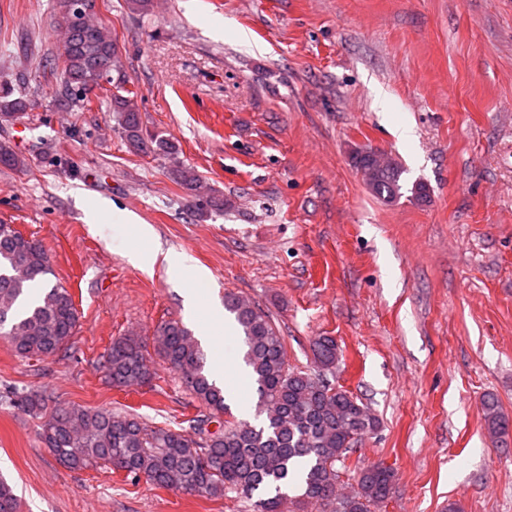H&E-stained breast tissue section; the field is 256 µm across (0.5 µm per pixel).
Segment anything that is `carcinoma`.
Masks as SVG:
<instances>
[{
  "label": "carcinoma",
  "instance_id": "obj_1",
  "mask_svg": "<svg viewBox=\"0 0 512 512\" xmlns=\"http://www.w3.org/2000/svg\"><path fill=\"white\" fill-rule=\"evenodd\" d=\"M63 75L64 94L80 110H89L88 93L112 86L109 117L128 150L168 161L173 181L193 191L200 178L179 160V145L163 133L143 130L137 102L125 89L117 39L112 30L90 14L75 30L66 31L63 53L55 62ZM30 102L14 96L0 82V122L26 111ZM0 163L16 168L27 159L0 143ZM403 168L383 159L367 174L369 190L391 202L402 196ZM53 269L42 244L8 224H0V336L9 339L22 359L72 353L77 311L67 288L51 283ZM224 310L233 315L243 338V362L257 385L260 426L246 419L219 421L228 412L224 391L209 380L206 355L193 333L178 321L160 324L155 351L177 372L198 403L189 419L193 433L150 426L132 413L94 411L80 406H54L41 427V438L61 465L84 470L110 464L133 478H145L160 488L203 493L222 498L227 493L251 502L253 512H280L289 503L297 512L319 504L331 512H371L388 498L393 469L382 463L355 471L357 490H338L340 470L357 451L363 436L378 421L367 407L332 380L342 358L336 338L313 341L311 372L288 364V351L269 314L258 304L234 293L224 294ZM106 377L116 388L143 386L152 372L141 342L134 336L116 339L104 355ZM52 401L44 391L14 396L12 406L34 417ZM489 433L506 441L512 420L498 400L483 401ZM294 496H289L288 489ZM13 488L0 480V512H18Z\"/></svg>",
  "mask_w": 512,
  "mask_h": 512
}]
</instances>
